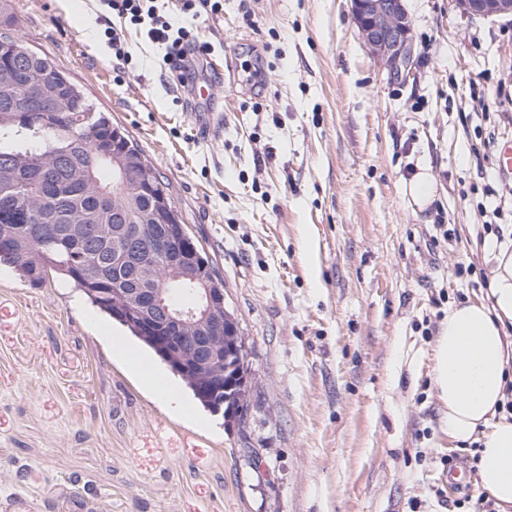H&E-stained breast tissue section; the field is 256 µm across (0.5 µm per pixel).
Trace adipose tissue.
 I'll return each instance as SVG.
<instances>
[{
    "label": "adipose tissue",
    "instance_id": "obj_1",
    "mask_svg": "<svg viewBox=\"0 0 512 512\" xmlns=\"http://www.w3.org/2000/svg\"><path fill=\"white\" fill-rule=\"evenodd\" d=\"M487 291L456 305L434 347L433 382L449 442L478 444L479 484L512 512V240L488 252Z\"/></svg>",
    "mask_w": 512,
    "mask_h": 512
}]
</instances>
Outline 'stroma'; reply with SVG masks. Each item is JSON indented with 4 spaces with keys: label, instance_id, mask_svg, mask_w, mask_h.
<instances>
[{
    "label": "stroma",
    "instance_id": "obj_1",
    "mask_svg": "<svg viewBox=\"0 0 512 512\" xmlns=\"http://www.w3.org/2000/svg\"><path fill=\"white\" fill-rule=\"evenodd\" d=\"M406 7L401 81L350 0H223L196 22L200 99L131 25L118 74L100 0H7L168 185L246 338L248 407L241 425L204 410L80 291L1 265L0 512H476L477 448L448 440L433 350L485 292L487 223L512 228V20Z\"/></svg>",
    "mask_w": 512,
    "mask_h": 512
}]
</instances>
